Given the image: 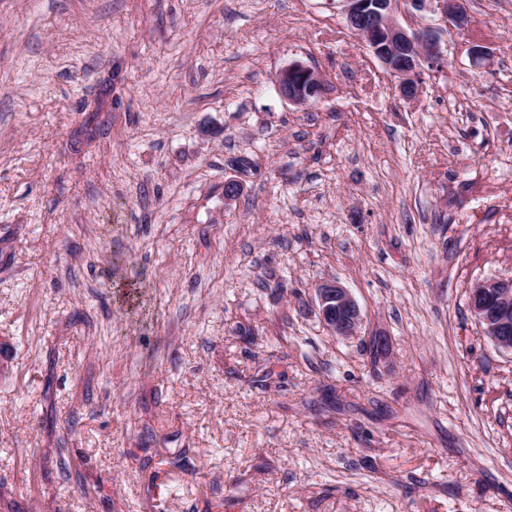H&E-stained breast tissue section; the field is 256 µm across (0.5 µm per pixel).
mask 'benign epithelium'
I'll list each match as a JSON object with an SVG mask.
<instances>
[{"label": "benign epithelium", "mask_w": 512, "mask_h": 512, "mask_svg": "<svg viewBox=\"0 0 512 512\" xmlns=\"http://www.w3.org/2000/svg\"><path fill=\"white\" fill-rule=\"evenodd\" d=\"M344 23L367 50L398 76L397 92L406 100L420 92L424 70L438 71L445 63L444 49L428 31L410 32L394 18L400 0H344ZM417 11L430 12L449 29L470 25L466 0H406ZM321 74L313 67L294 61L277 76L280 94L295 105L319 98ZM324 328L334 337L358 335L363 316L351 291L334 278L322 281L312 298ZM472 313L484 335L497 348L512 352V279H486L469 291Z\"/></svg>", "instance_id": "1"}]
</instances>
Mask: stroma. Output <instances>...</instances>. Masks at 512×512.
I'll return each instance as SVG.
<instances>
[{"mask_svg": "<svg viewBox=\"0 0 512 512\" xmlns=\"http://www.w3.org/2000/svg\"><path fill=\"white\" fill-rule=\"evenodd\" d=\"M344 7L0 0V512H512V0L410 101ZM321 86H323L321 74L315 68L300 61L288 64L277 76L280 94L295 105H305L317 100ZM324 328L339 339L357 336L363 324L358 302L335 278L322 281L311 299ZM472 313L484 335L498 349L512 352V279H486L469 291Z\"/></svg>", "mask_w": 512, "mask_h": 512, "instance_id": "stroma-1", "label": "stroma"}]
</instances>
